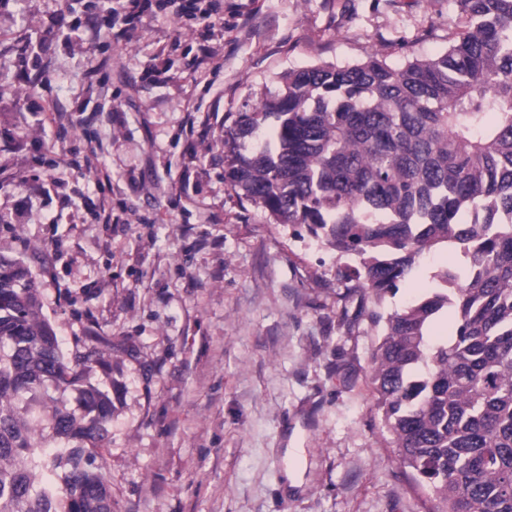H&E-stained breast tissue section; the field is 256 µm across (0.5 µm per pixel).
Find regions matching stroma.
Returning <instances> with one entry per match:
<instances>
[{
	"instance_id": "1",
	"label": "stroma",
	"mask_w": 512,
	"mask_h": 512,
	"mask_svg": "<svg viewBox=\"0 0 512 512\" xmlns=\"http://www.w3.org/2000/svg\"><path fill=\"white\" fill-rule=\"evenodd\" d=\"M109 5L0 10V68L15 76L0 85V205L27 206L0 224V253L30 267L64 348L80 337L101 360L112 512H434L377 407L368 314L427 294L462 253L421 256L382 304L347 294L335 252L225 182L224 135L288 71L441 54L462 25L454 0H222L216 17L147 12L113 45L73 44L66 21ZM212 47L224 62L198 78L191 62ZM101 59L105 83L90 74ZM31 92L106 110L49 153ZM91 145L112 168L108 225L92 217V175L51 167Z\"/></svg>"
}]
</instances>
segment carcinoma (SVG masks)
I'll return each mask as SVG.
<instances>
[{
  "instance_id": "carcinoma-1",
  "label": "carcinoma",
  "mask_w": 512,
  "mask_h": 512,
  "mask_svg": "<svg viewBox=\"0 0 512 512\" xmlns=\"http://www.w3.org/2000/svg\"><path fill=\"white\" fill-rule=\"evenodd\" d=\"M455 2L465 25L441 55L288 72L239 115L225 179L356 258L349 295L379 303L422 253L460 249L465 267L444 266L429 294L371 312L372 385L437 512H512V0ZM43 306L31 270L0 254V512H112V398ZM447 316L455 331L439 339Z\"/></svg>"
}]
</instances>
